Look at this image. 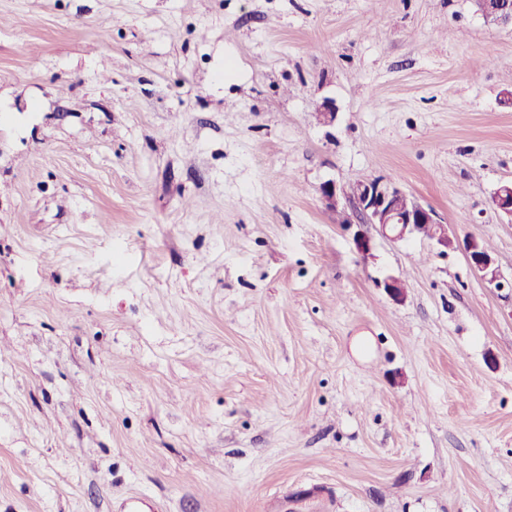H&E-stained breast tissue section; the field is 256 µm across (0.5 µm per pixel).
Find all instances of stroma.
Segmentation results:
<instances>
[{
	"instance_id": "1",
	"label": "stroma",
	"mask_w": 512,
	"mask_h": 512,
	"mask_svg": "<svg viewBox=\"0 0 512 512\" xmlns=\"http://www.w3.org/2000/svg\"><path fill=\"white\" fill-rule=\"evenodd\" d=\"M507 181L474 0H0V512H512ZM320 193L325 208L334 212L343 210L341 200L349 198L359 221L378 225L379 232L392 241L419 236L429 240L440 253L462 248L471 268L481 279L495 288L503 287L500 272L484 243L486 250L473 238H465L461 244L457 236L449 233L447 224L439 219L434 209L413 200L395 183L381 179L361 181L348 194L336 182L327 181Z\"/></svg>"
}]
</instances>
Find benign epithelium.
<instances>
[{"instance_id":"benign-epithelium-1","label":"benign epithelium","mask_w":512,"mask_h":512,"mask_svg":"<svg viewBox=\"0 0 512 512\" xmlns=\"http://www.w3.org/2000/svg\"><path fill=\"white\" fill-rule=\"evenodd\" d=\"M476 5L484 19L492 18L498 25L512 26V0H476ZM320 193L325 208L331 211L341 209V200H352L359 221L377 225L379 232L392 241L419 236L429 240L442 253L463 249L471 268L481 279L496 288L503 287L491 253L480 241L473 238L459 240L449 233L448 225L439 219L434 209L413 200L396 184L370 179L357 183L348 193L336 182L327 181L321 186ZM493 203L499 213L512 219V182L503 183L495 190ZM378 287L396 301L404 298V286L395 277L385 278Z\"/></svg>"}]
</instances>
